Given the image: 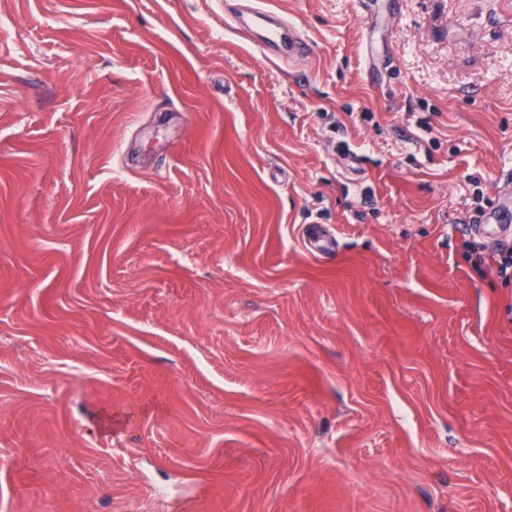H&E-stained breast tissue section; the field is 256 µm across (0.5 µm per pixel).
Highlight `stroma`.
<instances>
[{
	"mask_svg": "<svg viewBox=\"0 0 512 512\" xmlns=\"http://www.w3.org/2000/svg\"><path fill=\"white\" fill-rule=\"evenodd\" d=\"M508 170L512 0H0V512H512ZM304 246L312 254H326L336 250L337 239L331 234L313 231L304 238ZM464 250L468 254L473 266L482 270L488 265L494 267L496 274L504 280H512V248L511 246L501 248L494 255H487L481 245L474 241H466Z\"/></svg>",
	"mask_w": 512,
	"mask_h": 512,
	"instance_id": "stroma-1",
	"label": "stroma"
}]
</instances>
